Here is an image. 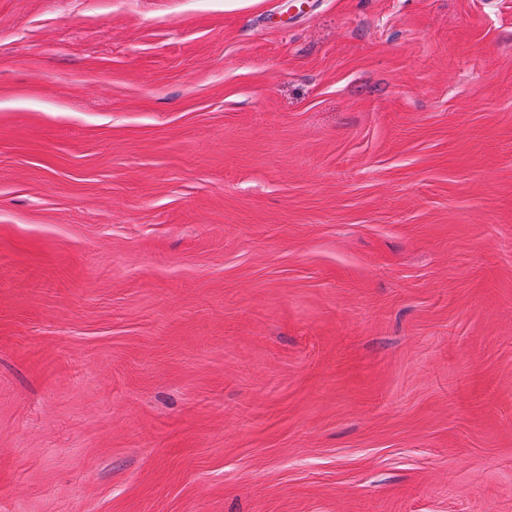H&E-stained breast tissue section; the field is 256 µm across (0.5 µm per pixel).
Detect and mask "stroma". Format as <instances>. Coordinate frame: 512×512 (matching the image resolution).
<instances>
[{"label": "stroma", "mask_w": 512, "mask_h": 512, "mask_svg": "<svg viewBox=\"0 0 512 512\" xmlns=\"http://www.w3.org/2000/svg\"><path fill=\"white\" fill-rule=\"evenodd\" d=\"M0 0V512H512V0Z\"/></svg>", "instance_id": "35a3bbf8"}]
</instances>
